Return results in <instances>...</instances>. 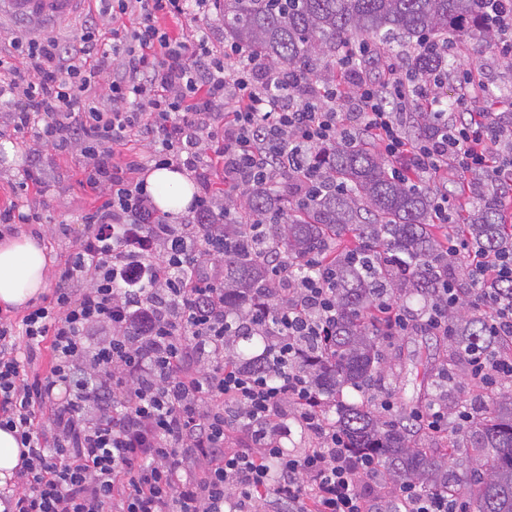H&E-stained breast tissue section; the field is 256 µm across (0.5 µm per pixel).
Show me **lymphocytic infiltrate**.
Here are the masks:
<instances>
[{"label":"lymphocytic infiltrate","instance_id":"f902f5d3","mask_svg":"<svg viewBox=\"0 0 512 512\" xmlns=\"http://www.w3.org/2000/svg\"><path fill=\"white\" fill-rule=\"evenodd\" d=\"M79 37H11L0 48V116L17 139L34 136L57 154L80 150L83 180L104 192L85 214L47 303L0 318V429L14 434L21 463L1 512H371L356 456L322 414L320 396L294 364L305 338L336 327L335 290L324 273L292 279L270 245L276 304L264 333L276 379L225 367L222 195L272 186L336 140L365 137L411 186L449 174H499L512 166V128L493 112L449 119L427 81L388 67L350 86L271 73L242 47L215 49L208 34L174 37L162 20L213 0H98ZM136 18L128 27L127 18ZM433 107L443 130L408 137V110ZM141 141L147 158L121 152ZM190 173L202 191L193 218L159 214L138 173ZM448 255L473 288L469 304L492 334L512 335V304L488 295L486 278L512 273V254L469 249L449 235ZM479 386L512 381V358L466 348ZM300 409L315 447L293 455L275 437L284 401ZM245 422L252 448L224 452L231 424Z\"/></svg>","mask_w":512,"mask_h":512}]
</instances>
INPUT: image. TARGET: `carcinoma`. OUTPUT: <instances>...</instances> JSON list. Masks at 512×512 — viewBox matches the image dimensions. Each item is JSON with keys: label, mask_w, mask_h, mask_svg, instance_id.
Segmentation results:
<instances>
[{"label": "carcinoma", "mask_w": 512, "mask_h": 512, "mask_svg": "<svg viewBox=\"0 0 512 512\" xmlns=\"http://www.w3.org/2000/svg\"><path fill=\"white\" fill-rule=\"evenodd\" d=\"M224 39L251 50L278 72L294 71L307 80L322 79L321 61L336 64V54L358 37L375 47L417 39L412 67L427 79L447 72L449 54L439 36L460 39L479 30V0H219ZM317 177L308 197L297 201L292 185L302 177L286 171L273 188H254L224 199L237 210L224 224V314L258 315L269 304L268 267L262 248L275 243L297 263L317 259L331 271L336 286V333L328 344L313 340L297 367L320 397L325 412L355 454H370L396 486L413 483L426 492L462 499V512H512V396L505 397L477 434L478 447L491 462L471 469L469 489L454 474L457 437L450 431L426 432L409 417L386 420L369 400L336 404L346 387L366 392L380 376L382 344L388 338L383 299L399 303L413 296L432 297L448 281L463 287L458 263L448 258V233L460 232L474 249H512V224L503 218L501 195L484 194L466 222L448 229L432 223L435 194L412 188L392 176L393 167L367 139L317 151ZM279 213V221L260 229L254 220ZM450 334L458 349L451 362L467 360L465 347L479 343L512 356V335L491 336L481 316L449 313ZM268 337L243 331L224 337V363L263 376L273 373L267 359Z\"/></svg>", "instance_id": "cac0c4a2"}]
</instances>
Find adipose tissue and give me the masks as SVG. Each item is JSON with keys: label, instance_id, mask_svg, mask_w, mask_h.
<instances>
[{"label": "adipose tissue", "instance_id": "obj_1", "mask_svg": "<svg viewBox=\"0 0 512 512\" xmlns=\"http://www.w3.org/2000/svg\"><path fill=\"white\" fill-rule=\"evenodd\" d=\"M147 183L156 206L178 217L193 197L189 178L168 168L152 170ZM49 259L39 243L30 236L8 238L0 242V306L17 308L38 297L46 288Z\"/></svg>", "mask_w": 512, "mask_h": 512}]
</instances>
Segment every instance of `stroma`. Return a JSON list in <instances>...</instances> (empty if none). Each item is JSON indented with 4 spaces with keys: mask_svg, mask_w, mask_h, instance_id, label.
I'll return each mask as SVG.
<instances>
[{
    "mask_svg": "<svg viewBox=\"0 0 512 512\" xmlns=\"http://www.w3.org/2000/svg\"><path fill=\"white\" fill-rule=\"evenodd\" d=\"M454 65L436 93L443 103H452L460 95L459 81L472 74L487 89L486 94L470 101L473 109L485 108L499 113L502 122L512 121V63L502 62L498 39L472 35L458 42ZM33 137L16 142L11 132L0 134V208L17 206L22 212H35L36 224L0 226V240L10 235L25 234L42 240L52 260V270L63 267L68 253L84 232L82 215L99 205L100 197L83 185L79 154L52 155L46 159V190H21L23 172L30 154L37 150ZM419 332L408 331L389 337L383 346L384 362L380 392L390 394L395 408L425 411L429 403L448 401L449 405L470 408L473 419L461 427L456 459L458 473H465L475 458L473 440L476 431L488 418L495 402L512 393V381L486 391L476 388L465 364H458L449 377L429 376L421 380L413 366V358L423 346Z\"/></svg>",
    "mask_w": 512,
    "mask_h": 512,
    "instance_id": "35a3bbf8",
    "label": "stroma"
}]
</instances>
